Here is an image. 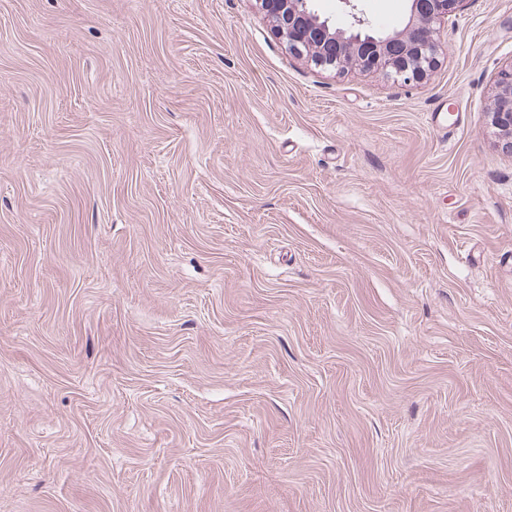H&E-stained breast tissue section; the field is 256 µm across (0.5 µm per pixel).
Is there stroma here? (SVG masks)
<instances>
[{
  "mask_svg": "<svg viewBox=\"0 0 512 512\" xmlns=\"http://www.w3.org/2000/svg\"><path fill=\"white\" fill-rule=\"evenodd\" d=\"M440 40L0 0V512H512V0ZM355 0L349 7L347 28L332 27L312 7L313 0H259L274 31L286 40L288 51L316 67L339 71L354 63L363 71H377L403 83L419 82L435 65L438 32L448 14L466 0H408L407 19L400 29L371 28ZM491 125L502 132L501 149L512 154V63L501 68L494 81Z\"/></svg>",
  "mask_w": 512,
  "mask_h": 512,
  "instance_id": "stroma-1",
  "label": "stroma"
}]
</instances>
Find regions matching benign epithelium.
<instances>
[{
  "mask_svg": "<svg viewBox=\"0 0 512 512\" xmlns=\"http://www.w3.org/2000/svg\"><path fill=\"white\" fill-rule=\"evenodd\" d=\"M274 31L286 40L288 51L315 66L339 71L346 63L377 71L403 83L419 82L435 65L440 52L438 32L448 14L466 0H408L404 25L392 31L371 28L354 0L349 24L335 28L312 7L313 0H259ZM491 125L502 132L501 149L512 154V63L500 69L493 88Z\"/></svg>",
  "mask_w": 512,
  "mask_h": 512,
  "instance_id": "benign-epithelium-1",
  "label": "benign epithelium"
}]
</instances>
